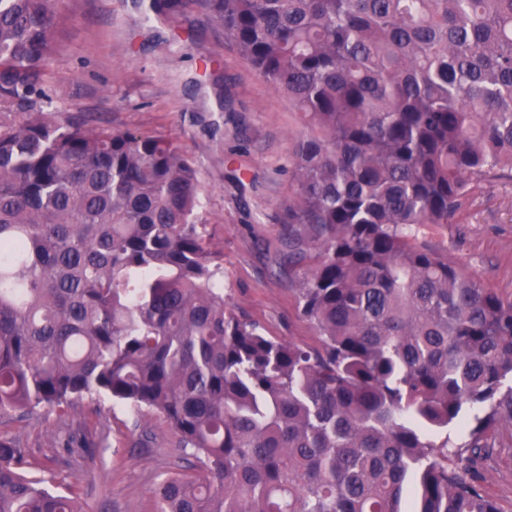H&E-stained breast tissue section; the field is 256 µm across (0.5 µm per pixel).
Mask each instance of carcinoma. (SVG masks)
Masks as SVG:
<instances>
[{"instance_id":"obj_1","label":"carcinoma","mask_w":512,"mask_h":512,"mask_svg":"<svg viewBox=\"0 0 512 512\" xmlns=\"http://www.w3.org/2000/svg\"><path fill=\"white\" fill-rule=\"evenodd\" d=\"M196 4L300 115L280 244L321 347L224 308L176 146L45 116L58 0H0V418L163 415L196 464L157 512H499L512 300L418 231L512 174V0ZM0 512L82 506L0 435ZM512 430L503 428L493 456L482 463L484 487L501 512H512Z\"/></svg>"}]
</instances>
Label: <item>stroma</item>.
<instances>
[{
  "mask_svg": "<svg viewBox=\"0 0 512 512\" xmlns=\"http://www.w3.org/2000/svg\"><path fill=\"white\" fill-rule=\"evenodd\" d=\"M65 17L47 71L55 121L172 141L202 188L199 217L223 270L224 304L273 338L319 346L299 313V275L279 263V235L294 198L289 151L302 129L287 99L192 4L145 16L141 0H59ZM419 238L483 287L512 298V179L476 188L460 223ZM33 472L57 489L77 484L84 512H157L153 490L184 462L170 423L101 396L33 419L4 417ZM484 461V487L512 512V430Z\"/></svg>",
  "mask_w": 512,
  "mask_h": 512,
  "instance_id": "35a3bbf8",
  "label": "stroma"
}]
</instances>
